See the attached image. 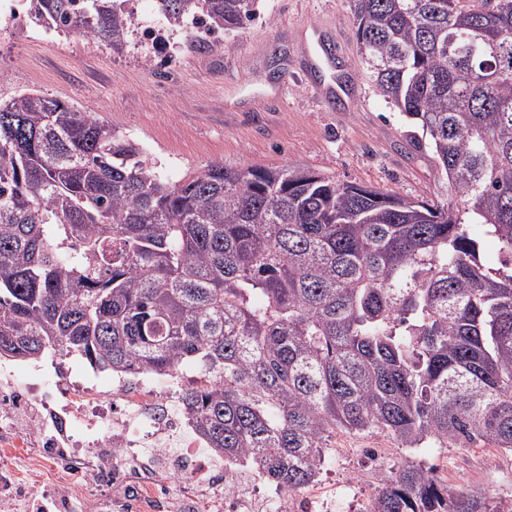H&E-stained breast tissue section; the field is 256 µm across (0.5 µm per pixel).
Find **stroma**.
I'll use <instances>...</instances> for the list:
<instances>
[{
  "mask_svg": "<svg viewBox=\"0 0 512 512\" xmlns=\"http://www.w3.org/2000/svg\"><path fill=\"white\" fill-rule=\"evenodd\" d=\"M352 0H259L243 27L211 35L207 48L178 32L145 52L138 36L116 50L75 33L56 45L0 33V95L36 90L92 113L177 179L208 164L315 168L340 182L446 201L448 179L431 152L412 145V125L374 91L354 36ZM332 24L352 98L327 106L314 95L303 46ZM313 490L352 485L357 508L404 459L437 463L453 490L512 505V453L490 446L400 448L380 433H337ZM381 451L380 459L369 449Z\"/></svg>",
  "mask_w": 512,
  "mask_h": 512,
  "instance_id": "35a3bbf8",
  "label": "stroma"
}]
</instances>
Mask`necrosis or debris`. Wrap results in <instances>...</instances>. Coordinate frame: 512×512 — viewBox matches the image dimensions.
Masks as SVG:
<instances>
[{
	"instance_id": "4bbe7bcc",
	"label": "necrosis or debris",
	"mask_w": 512,
	"mask_h": 512,
	"mask_svg": "<svg viewBox=\"0 0 512 512\" xmlns=\"http://www.w3.org/2000/svg\"><path fill=\"white\" fill-rule=\"evenodd\" d=\"M182 375L123 374L112 391L58 369L0 367V489L40 512H253L248 463L208 449L181 405Z\"/></svg>"
}]
</instances>
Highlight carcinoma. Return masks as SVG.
Returning <instances> with one entry per match:
<instances>
[{
    "instance_id": "1",
    "label": "carcinoma",
    "mask_w": 512,
    "mask_h": 512,
    "mask_svg": "<svg viewBox=\"0 0 512 512\" xmlns=\"http://www.w3.org/2000/svg\"><path fill=\"white\" fill-rule=\"evenodd\" d=\"M155 2L209 33L258 4ZM488 2L353 0L369 79L444 170L445 203L310 168L173 181L90 112L0 99V347L114 374L196 364L197 433L290 495L338 430L512 451V0ZM34 18L119 49L130 0H36ZM364 512L505 510L406 459Z\"/></svg>"
}]
</instances>
